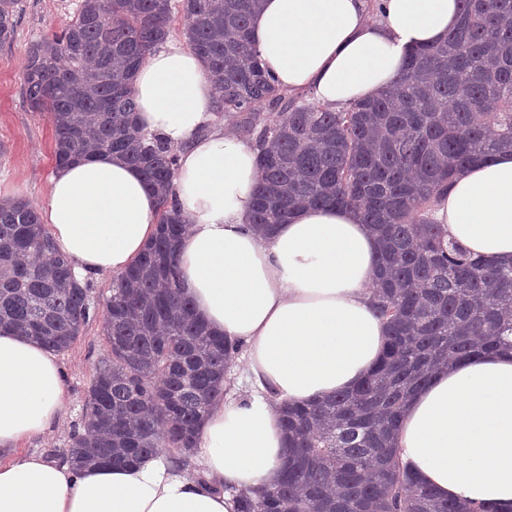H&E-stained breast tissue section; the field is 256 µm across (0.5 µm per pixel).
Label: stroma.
<instances>
[{
	"label": "stroma",
	"instance_id": "stroma-1",
	"mask_svg": "<svg viewBox=\"0 0 512 512\" xmlns=\"http://www.w3.org/2000/svg\"><path fill=\"white\" fill-rule=\"evenodd\" d=\"M77 0H22L14 39L0 45V199L17 196L36 209L46 203L48 179L55 168L53 124L32 111L25 99L22 72L26 52L36 39L61 31ZM106 352L100 316H91L61 359L67 382V408L55 431L28 445L29 450L59 457L81 416L86 390Z\"/></svg>",
	"mask_w": 512,
	"mask_h": 512
}]
</instances>
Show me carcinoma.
Masks as SVG:
<instances>
[{
    "instance_id": "1",
    "label": "carcinoma",
    "mask_w": 512,
    "mask_h": 512,
    "mask_svg": "<svg viewBox=\"0 0 512 512\" xmlns=\"http://www.w3.org/2000/svg\"><path fill=\"white\" fill-rule=\"evenodd\" d=\"M257 7L80 0L61 32L28 49L25 95L53 122L56 166L117 155L141 171L160 207L155 237L103 300L106 354L62 456L109 467L165 449L189 466L198 425L224 398L219 381L239 351L179 291L175 246L187 224L172 203L178 154L137 126L133 79L178 13L215 80V112L236 114L256 134L252 224L268 233L302 207H349L379 241L381 360L351 392L283 404L282 477L257 496L234 495L235 512H475L403 466L395 434L438 366L512 349V266L472 260L431 217L440 186L512 152V0H460L443 41L411 53L378 96L336 112L288 96L264 72L251 36ZM19 11L20 0H0V44L13 40ZM89 291L54 252L31 203L0 202V327L65 353L89 320Z\"/></svg>"
}]
</instances>
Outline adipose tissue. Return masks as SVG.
Masks as SVG:
<instances>
[{
	"mask_svg": "<svg viewBox=\"0 0 512 512\" xmlns=\"http://www.w3.org/2000/svg\"><path fill=\"white\" fill-rule=\"evenodd\" d=\"M458 0H262L252 33L261 66L288 94L313 92L332 111L377 96L411 50L444 39ZM134 92L144 133L177 150L179 286L195 315L245 344L249 395L226 396L198 434L195 464L161 452L126 468L76 470L23 451L66 409L56 354L0 330V512H233L231 489L258 493L283 464V401L356 388L386 340L374 303L377 242L349 208H306L272 233L250 223L259 182L251 137L213 110L214 81L169 38L141 64ZM448 238L471 257L512 264V153L462 171L433 200ZM156 197L141 172L97 155L56 170L43 222L77 279L124 271L155 232ZM403 464L443 497L512 512V352L435 372L408 402L397 434Z\"/></svg>",
	"mask_w": 512,
	"mask_h": 512,
	"instance_id": "ef3b65f1",
	"label": "adipose tissue"
}]
</instances>
